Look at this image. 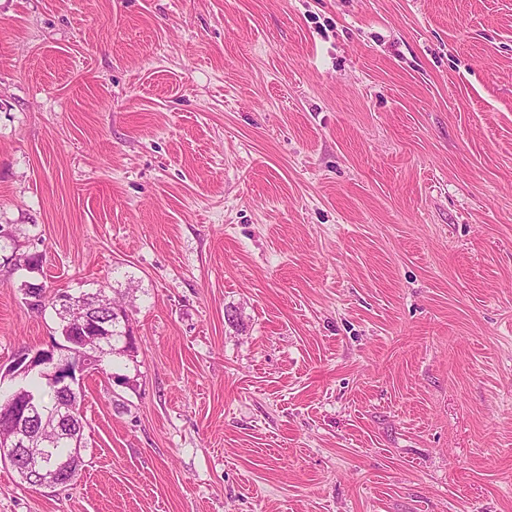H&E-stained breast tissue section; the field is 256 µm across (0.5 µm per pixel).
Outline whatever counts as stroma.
Returning a JSON list of instances; mask_svg holds the SVG:
<instances>
[{"label": "stroma", "mask_w": 512, "mask_h": 512, "mask_svg": "<svg viewBox=\"0 0 512 512\" xmlns=\"http://www.w3.org/2000/svg\"><path fill=\"white\" fill-rule=\"evenodd\" d=\"M0 226L137 346L0 512H512V0H0ZM74 436L71 439H67L64 441H60L58 443H50L46 445V449L48 454L59 464H64L65 468H70V481L74 480L78 474L79 467L82 466L83 457H82V448H75V441L82 444V436L84 431V425L78 426V428L72 427ZM82 429V430H81ZM69 481V482H70ZM71 481V482H72Z\"/></svg>", "instance_id": "stroma-1"}]
</instances>
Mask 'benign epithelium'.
Listing matches in <instances>:
<instances>
[{"instance_id":"1","label":"benign epithelium","mask_w":512,"mask_h":512,"mask_svg":"<svg viewBox=\"0 0 512 512\" xmlns=\"http://www.w3.org/2000/svg\"><path fill=\"white\" fill-rule=\"evenodd\" d=\"M24 295L27 306L34 312H41L45 303V286L41 283H26ZM59 311L72 316L78 314L86 303L83 300L62 292L56 299ZM112 322H102L94 313H89L79 324L78 344L83 351L74 357L56 354V348L28 350L21 353L8 369L11 375L25 376L35 369L46 372L51 379L58 380L67 392H73L72 383L76 373H83L95 365L94 353L110 335ZM42 418L30 396L21 391L0 403V461L22 471H40L43 473L41 486L57 487L67 484L63 478L65 469L57 466L53 469L42 464L44 446L32 429L35 420Z\"/></svg>"}]
</instances>
